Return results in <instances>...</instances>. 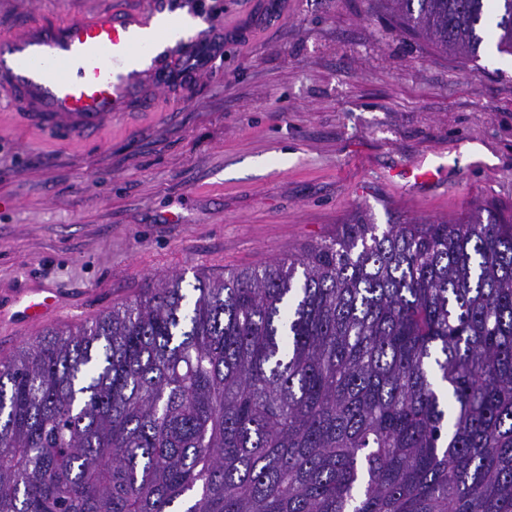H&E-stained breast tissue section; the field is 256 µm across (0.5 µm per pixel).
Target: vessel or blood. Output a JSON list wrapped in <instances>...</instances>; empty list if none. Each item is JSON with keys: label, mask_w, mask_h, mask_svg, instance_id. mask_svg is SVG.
I'll return each mask as SVG.
<instances>
[{"label": "vessel or blood", "mask_w": 512, "mask_h": 512, "mask_svg": "<svg viewBox=\"0 0 512 512\" xmlns=\"http://www.w3.org/2000/svg\"><path fill=\"white\" fill-rule=\"evenodd\" d=\"M153 18L115 9L89 19L39 22L0 40V89L23 109L28 126L70 138L98 135L113 113L142 98V81L174 62L179 47L154 40ZM55 288H30L16 299L24 324L56 310Z\"/></svg>", "instance_id": "obj_1"}]
</instances>
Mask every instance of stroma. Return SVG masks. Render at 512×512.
Returning a JSON list of instances; mask_svg holds the SVG:
<instances>
[{
    "instance_id": "1",
    "label": "stroma",
    "mask_w": 512,
    "mask_h": 512,
    "mask_svg": "<svg viewBox=\"0 0 512 512\" xmlns=\"http://www.w3.org/2000/svg\"><path fill=\"white\" fill-rule=\"evenodd\" d=\"M117 6L192 20L176 89L143 82L148 111L52 138L0 90V359L160 279L262 267L367 216L512 214V56L494 44L443 52L383 0H0V38ZM417 164L437 168L420 192L396 176ZM43 286L59 309L20 324L18 291Z\"/></svg>"
}]
</instances>
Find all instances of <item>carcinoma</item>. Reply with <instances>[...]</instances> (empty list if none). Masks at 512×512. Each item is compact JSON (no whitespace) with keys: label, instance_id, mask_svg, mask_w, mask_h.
I'll use <instances>...</instances> for the list:
<instances>
[{"label":"carcinoma","instance_id":"carcinoma-1","mask_svg":"<svg viewBox=\"0 0 512 512\" xmlns=\"http://www.w3.org/2000/svg\"><path fill=\"white\" fill-rule=\"evenodd\" d=\"M512 55V0H387ZM0 360V512H512V217L364 219Z\"/></svg>","mask_w":512,"mask_h":512}]
</instances>
